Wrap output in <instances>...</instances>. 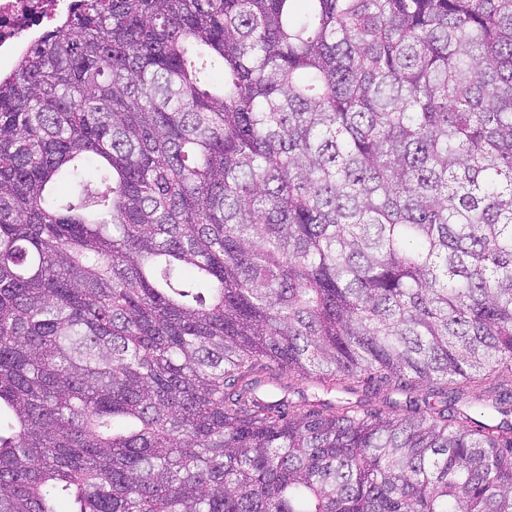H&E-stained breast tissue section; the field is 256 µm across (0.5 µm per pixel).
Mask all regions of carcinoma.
Wrapping results in <instances>:
<instances>
[{
	"label": "carcinoma",
	"mask_w": 512,
	"mask_h": 512,
	"mask_svg": "<svg viewBox=\"0 0 512 512\" xmlns=\"http://www.w3.org/2000/svg\"><path fill=\"white\" fill-rule=\"evenodd\" d=\"M482 383L512 0H80L0 77V512H512ZM356 389L358 392L355 393H348L346 391L339 390L332 392L330 395L324 396V398L336 401V403L339 400L355 402L359 399H368L379 405H385L386 401L388 402L390 400H396L397 402H400L401 405H405V395H395L386 391L375 393V391L363 389L362 386H358Z\"/></svg>",
	"instance_id": "obj_1"
}]
</instances>
